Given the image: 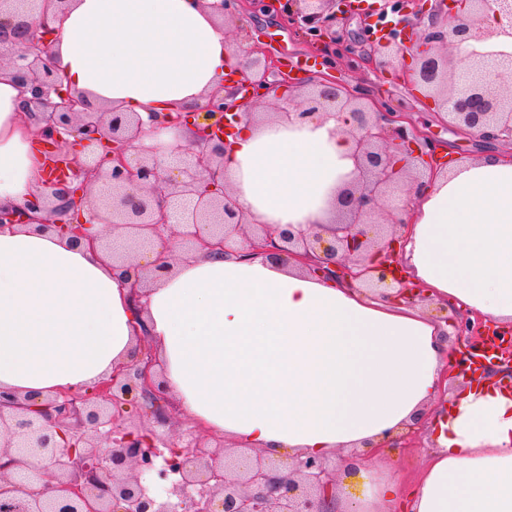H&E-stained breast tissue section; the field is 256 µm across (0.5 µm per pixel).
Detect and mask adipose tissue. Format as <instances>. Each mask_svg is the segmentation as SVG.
<instances>
[{"instance_id": "adipose-tissue-1", "label": "adipose tissue", "mask_w": 512, "mask_h": 512, "mask_svg": "<svg viewBox=\"0 0 512 512\" xmlns=\"http://www.w3.org/2000/svg\"><path fill=\"white\" fill-rule=\"evenodd\" d=\"M48 60L93 103L147 115L194 109L238 58L197 0H69L49 7ZM24 90L0 68V205L25 206L43 185ZM345 114L245 121L227 136L224 179L253 225L331 223L338 190L358 179ZM411 283L512 323V163L491 152L448 163L407 195ZM155 243L131 262L153 274L133 299L111 257L39 222L0 229V390L22 398L86 392L156 349L176 409L241 446L283 458L356 452L338 512H512V395L462 386L412 487L368 455L386 433L432 412L455 351L427 310L250 252ZM168 268L157 271L159 261Z\"/></svg>"}]
</instances>
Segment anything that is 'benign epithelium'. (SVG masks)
I'll return each mask as SVG.
<instances>
[{
	"label": "benign epithelium",
	"mask_w": 512,
	"mask_h": 512,
	"mask_svg": "<svg viewBox=\"0 0 512 512\" xmlns=\"http://www.w3.org/2000/svg\"><path fill=\"white\" fill-rule=\"evenodd\" d=\"M30 0H0V61L13 68L17 83L31 92L23 115L56 152L61 176L46 174L47 192L25 207L0 206V227L28 224L30 212L47 214L45 228L75 244H96L112 255L113 266L129 263L137 250L165 236L192 251L199 247L234 253L237 238L253 237L252 251L302 263L328 279L361 281L373 292L400 290L407 301L427 299L397 276L396 243L411 225L391 208L379 219V199L404 186L411 191L432 182L429 160L434 141L415 129L405 112L385 103L361 101L354 90L322 73L297 84L283 72L279 90L303 108L288 112L267 103V76L278 67L248 49L226 93L210 96L198 112L149 114L157 133L188 128L182 149V178L171 177L153 155L134 145L143 119L136 113L96 106L78 91L62 89L44 54L54 30L31 22ZM219 17L237 9L275 12L283 24L321 43L338 42L336 19L357 10L356 0H205ZM493 13L496 28L482 20ZM364 15L382 32L374 50L383 68L396 69V56L411 52L413 66L401 76L432 99L448 123L485 140L512 144V53L472 51L457 58L452 46L512 35V0H372ZM57 101L49 103L50 95ZM269 107L283 119L313 118L322 111L349 116L353 157L360 185L336 195V221L317 230L270 225L246 231L248 221L224 183V131L246 111ZM104 182L107 190L92 195ZM121 231L93 236L88 225ZM444 337L470 339L459 352L467 366L486 325L463 316L446 318ZM156 361L144 348L89 393H65L40 403L0 391V453L14 449L41 459L19 487L0 464V512H334L336 480L323 456L286 460L262 451L218 452L209 438L190 435L174 441L160 432L170 421ZM9 412H4V409ZM423 417L392 439L405 448L426 426Z\"/></svg>",
	"instance_id": "1"
}]
</instances>
